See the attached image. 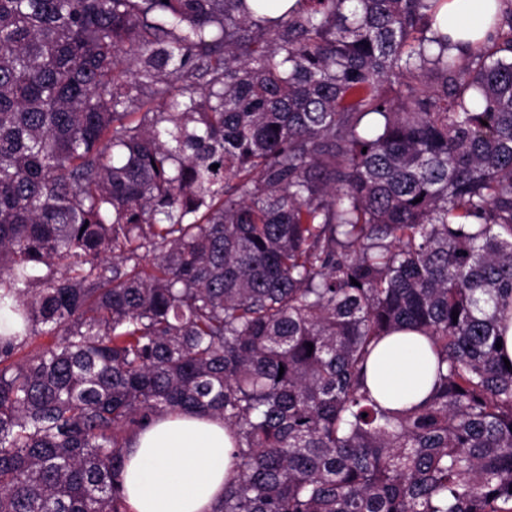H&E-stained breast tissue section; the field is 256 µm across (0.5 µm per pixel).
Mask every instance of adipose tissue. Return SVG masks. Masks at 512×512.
Returning <instances> with one entry per match:
<instances>
[{
    "label": "adipose tissue",
    "mask_w": 512,
    "mask_h": 512,
    "mask_svg": "<svg viewBox=\"0 0 512 512\" xmlns=\"http://www.w3.org/2000/svg\"><path fill=\"white\" fill-rule=\"evenodd\" d=\"M497 10V0H448L443 13L449 37L463 44L484 39ZM434 364L423 336L398 331L380 342L369 377L388 406L399 408L426 397ZM233 450L222 419L195 414L155 419L124 450L128 512H213L224 496Z\"/></svg>",
    "instance_id": "obj_1"
}]
</instances>
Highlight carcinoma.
<instances>
[{
    "label": "carcinoma",
    "instance_id": "1",
    "mask_svg": "<svg viewBox=\"0 0 512 512\" xmlns=\"http://www.w3.org/2000/svg\"><path fill=\"white\" fill-rule=\"evenodd\" d=\"M501 2L457 55L447 0H0V512H127L189 411L236 448L214 512H512ZM403 328L436 380L396 410ZM435 357L427 340L398 331L382 340L373 354L369 377L387 405L400 408L419 403L429 393Z\"/></svg>",
    "mask_w": 512,
    "mask_h": 512
}]
</instances>
